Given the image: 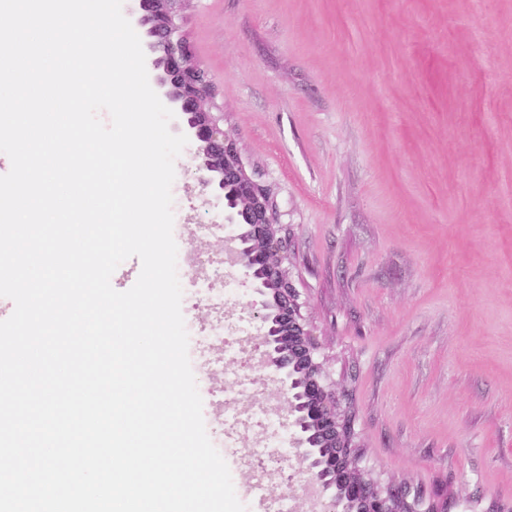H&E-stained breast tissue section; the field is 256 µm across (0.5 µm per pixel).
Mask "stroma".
<instances>
[{"mask_svg": "<svg viewBox=\"0 0 512 512\" xmlns=\"http://www.w3.org/2000/svg\"><path fill=\"white\" fill-rule=\"evenodd\" d=\"M183 29L258 181L293 239L303 314L359 467L421 488L447 512L512 506V0H192ZM195 143L175 160L173 236L188 333L253 325L238 284L223 307L192 294L194 254L231 256L224 204ZM195 379L210 440L235 408L288 412L255 363L221 351ZM260 428L221 448L247 512L291 494L319 512L303 463ZM276 456L262 489L255 463Z\"/></svg>", "mask_w": 512, "mask_h": 512, "instance_id": "1", "label": "stroma"}]
</instances>
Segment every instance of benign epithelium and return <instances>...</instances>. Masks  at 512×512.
<instances>
[{
  "label": "benign epithelium",
  "instance_id": "obj_1",
  "mask_svg": "<svg viewBox=\"0 0 512 512\" xmlns=\"http://www.w3.org/2000/svg\"><path fill=\"white\" fill-rule=\"evenodd\" d=\"M136 26L149 37L156 85L172 111L182 115L186 134L198 145L196 173L203 188L224 202V228L239 243L232 265L259 300L252 303L259 323L261 363L292 392L288 406L289 447L306 462L309 484L327 498L328 512H436L421 496L408 499L399 487L377 488L364 474L341 480L336 457L310 435L316 428L332 448L349 450L345 467L358 468L350 439V418L330 390L318 360V342L302 315L301 294L285 265L289 244L269 186L248 172L236 139L224 131V112L213 103L214 88L178 20L190 0H136ZM305 368L306 380L296 373Z\"/></svg>",
  "mask_w": 512,
  "mask_h": 512
}]
</instances>
